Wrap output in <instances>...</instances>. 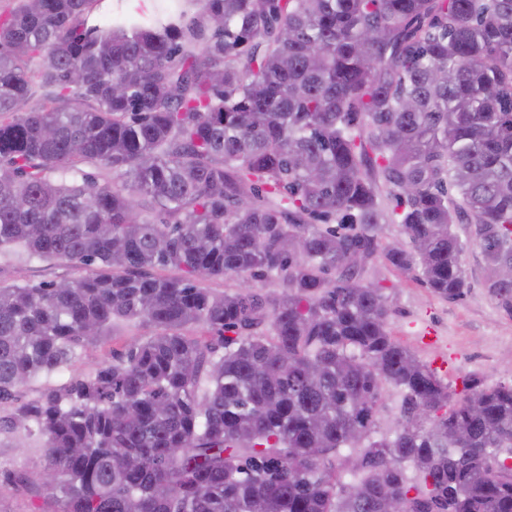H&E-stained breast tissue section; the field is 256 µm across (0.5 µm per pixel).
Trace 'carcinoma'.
I'll return each instance as SVG.
<instances>
[{
    "label": "carcinoma",
    "instance_id": "1",
    "mask_svg": "<svg viewBox=\"0 0 512 512\" xmlns=\"http://www.w3.org/2000/svg\"><path fill=\"white\" fill-rule=\"evenodd\" d=\"M91 3L0 21V252L89 268L0 283V404L117 320L155 334L17 409L46 463L10 480L51 512H512V384L450 392L351 258L460 300L467 224L512 312V0H200L189 25L177 4L102 26ZM388 222L405 242L381 246ZM385 385L400 413L372 440Z\"/></svg>",
    "mask_w": 512,
    "mask_h": 512
}]
</instances>
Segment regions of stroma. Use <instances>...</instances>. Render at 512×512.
Segmentation results:
<instances>
[{"mask_svg": "<svg viewBox=\"0 0 512 512\" xmlns=\"http://www.w3.org/2000/svg\"><path fill=\"white\" fill-rule=\"evenodd\" d=\"M455 230L467 244L463 266L469 290L462 300L451 302L440 298L420 281L417 272H401L380 253L365 263L359 276L383 287L392 308V336L430 368L446 365L442 379L450 390L461 392L464 379L471 376L487 385L511 384L512 314L503 310L488 293L485 262L480 248L470 239L468 226L459 224ZM78 274V268L68 262H27L14 256H0V282L5 284H37ZM427 332L432 335L428 341L423 338ZM152 333L151 326L140 322L119 324L101 345L80 351L62 373L19 387L16 403L0 405V421L8 422L16 405L35 401L44 388L92 373L111 361L113 351L123 350ZM43 445V437L34 434L27 439L25 447L19 448L12 434L0 433V471L39 470L44 463Z\"/></svg>", "mask_w": 512, "mask_h": 512, "instance_id": "obj_1", "label": "stroma"}]
</instances>
